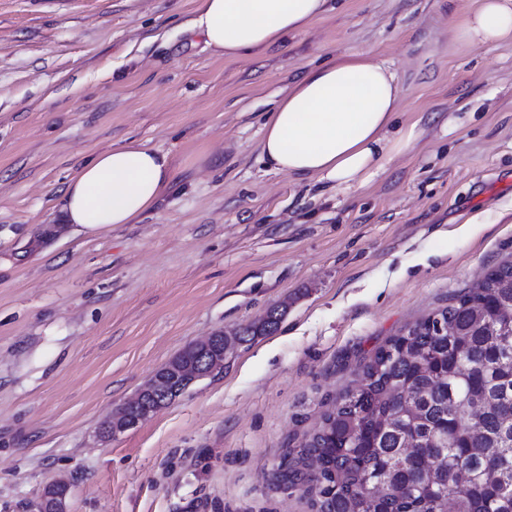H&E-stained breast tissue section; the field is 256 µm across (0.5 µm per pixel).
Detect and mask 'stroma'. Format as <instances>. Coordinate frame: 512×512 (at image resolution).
I'll use <instances>...</instances> for the list:
<instances>
[{
    "label": "stroma",
    "instance_id": "1",
    "mask_svg": "<svg viewBox=\"0 0 512 512\" xmlns=\"http://www.w3.org/2000/svg\"><path fill=\"white\" fill-rule=\"evenodd\" d=\"M475 3L334 0L227 59L197 0H0V512L57 478L68 512H311L288 450L377 347L512 260V43L455 41ZM348 49L393 65L417 141L359 189L269 169L273 100ZM126 139L169 153L174 188L135 224L66 223L76 166ZM278 305V331L100 438L183 347ZM160 383V379L156 372L152 374L149 380L136 392V394L122 404L109 418H107L102 427L100 428V436L102 439L107 440L119 433L138 425L140 422L145 421L152 415L163 409L167 403H160L158 406L147 408L140 415L132 418L125 412V406L129 404H136L141 401L142 396L154 386Z\"/></svg>",
    "mask_w": 512,
    "mask_h": 512
}]
</instances>
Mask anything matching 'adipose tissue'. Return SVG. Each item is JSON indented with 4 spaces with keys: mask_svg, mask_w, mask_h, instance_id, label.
Masks as SVG:
<instances>
[{
    "mask_svg": "<svg viewBox=\"0 0 512 512\" xmlns=\"http://www.w3.org/2000/svg\"><path fill=\"white\" fill-rule=\"evenodd\" d=\"M329 0H198L192 20L213 54L241 58L305 31ZM471 45L512 41V0H478L452 30ZM401 88L393 66L356 51L309 68L265 115L259 158L272 170L352 189L365 186L413 132L393 136ZM168 154L137 140L80 164L63 191L66 220L90 228L134 224L173 186Z\"/></svg>",
    "mask_w": 512,
    "mask_h": 512,
    "instance_id": "obj_1",
    "label": "adipose tissue"
}]
</instances>
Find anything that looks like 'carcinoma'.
Here are the masks:
<instances>
[{
    "instance_id": "obj_1",
    "label": "carcinoma",
    "mask_w": 512,
    "mask_h": 512,
    "mask_svg": "<svg viewBox=\"0 0 512 512\" xmlns=\"http://www.w3.org/2000/svg\"><path fill=\"white\" fill-rule=\"evenodd\" d=\"M285 313L231 335H270ZM359 377L280 473L297 486L318 462L312 512H512V260L378 347Z\"/></svg>"
}]
</instances>
